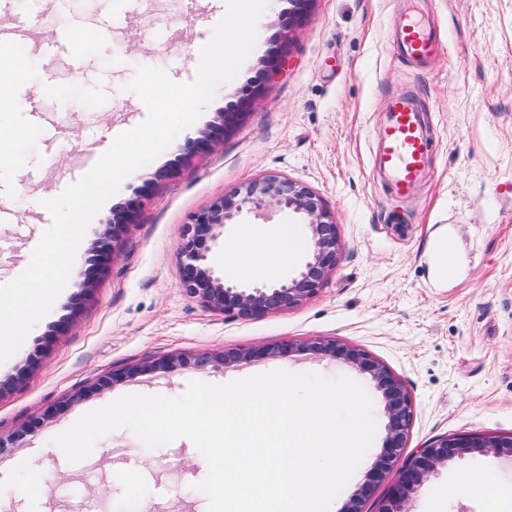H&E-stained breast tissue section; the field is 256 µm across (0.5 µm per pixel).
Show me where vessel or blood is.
Segmentation results:
<instances>
[{
  "instance_id": "obj_1",
  "label": "vessel or blood",
  "mask_w": 512,
  "mask_h": 512,
  "mask_svg": "<svg viewBox=\"0 0 512 512\" xmlns=\"http://www.w3.org/2000/svg\"><path fill=\"white\" fill-rule=\"evenodd\" d=\"M395 45L401 55L413 61L424 60L444 49L435 23L410 8L404 9L398 18ZM386 112L376 165L388 175L392 190L404 196L429 178L431 144L424 132L422 117L411 99L391 96Z\"/></svg>"
}]
</instances>
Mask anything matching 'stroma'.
I'll return each instance as SVG.
<instances>
[{
    "label": "stroma",
    "mask_w": 512,
    "mask_h": 512,
    "mask_svg": "<svg viewBox=\"0 0 512 512\" xmlns=\"http://www.w3.org/2000/svg\"><path fill=\"white\" fill-rule=\"evenodd\" d=\"M225 0H6L0 34L27 43L24 66L0 110L15 131L0 149V194L13 214L0 221V284L18 276L51 216L43 200L86 172V153L143 122L145 104L126 86L138 67L171 80L196 75L195 53L224 15ZM404 0H313L300 21L286 0H267L256 44L237 76L220 85L201 117L150 164L128 176L101 207L78 248L88 268L106 224L130 202L134 223L117 230V251L91 289L79 274L20 349L0 364V512H207L197 485L206 473L180 438L155 455L129 429L99 438L68 462L53 438L84 413L126 394L181 395L192 380L221 384L275 369L346 376L370 392L373 443L330 512H343L380 452L388 422L370 379L328 358L300 352L203 370L142 372L97 388L112 372L169 355L191 356L334 338L384 362L414 404L409 449L441 436L512 434V0H421L444 51L423 62L393 47ZM286 48L283 70L260 61ZM263 84L245 118L217 148L191 156L189 139ZM410 97L434 144L430 180L396 196L374 168L389 97ZM311 188L338 224L336 270L303 304L249 319L202 307L179 286L185 224L210 200L265 177ZM154 181L151 195L140 188ZM292 228L300 247L274 251L272 282L293 279L309 255L299 215L243 207L210 254L245 230L262 239ZM449 234L456 270L437 277L430 242ZM488 471L496 497L458 491L464 473ZM411 512H512V462L456 459L414 494Z\"/></svg>",
    "instance_id": "1"
}]
</instances>
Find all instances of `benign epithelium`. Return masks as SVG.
<instances>
[{
	"instance_id": "obj_1",
	"label": "benign epithelium",
	"mask_w": 512,
	"mask_h": 512,
	"mask_svg": "<svg viewBox=\"0 0 512 512\" xmlns=\"http://www.w3.org/2000/svg\"><path fill=\"white\" fill-rule=\"evenodd\" d=\"M214 143L215 137L204 133L187 141V148L192 153L202 154L210 151ZM247 204L257 211L271 207L288 209L300 215L307 225L310 254L298 277L279 285L240 288L217 275L209 258L211 244L224 231V225L230 223ZM114 249V239L107 233L103 234L91 267L84 270L86 283L93 282L112 260ZM338 255L337 224L316 194L293 181L268 177L249 185L240 201L236 202L231 197L216 198L193 215L192 221L186 225L179 250L180 288L209 309L247 318L256 313L297 306L318 293L336 268ZM295 349L294 343L284 341L274 347L259 346L220 355L204 352L192 358L170 357L162 361V367L175 369L191 366L202 370L214 361L231 366L286 356ZM309 349L350 364L368 375L382 395L388 416L382 449L343 512H363V502L392 472L395 473L394 479L378 512H409L407 505L418 488L439 468L456 458L490 451L512 460V435L443 436L406 453L413 408L411 396L403 382L367 352L335 339L314 341L309 344Z\"/></svg>"
}]
</instances>
